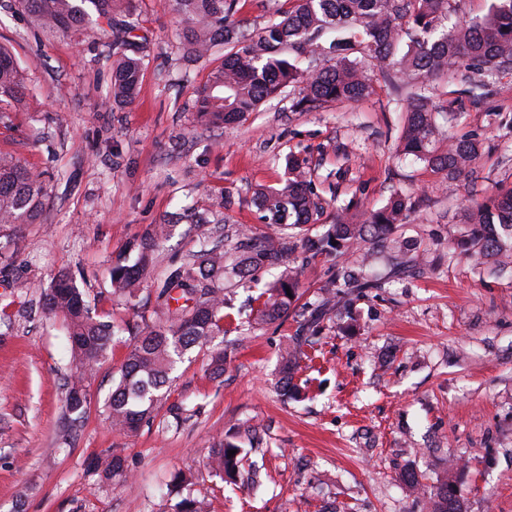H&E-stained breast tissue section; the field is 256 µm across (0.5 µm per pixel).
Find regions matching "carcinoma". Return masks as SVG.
I'll use <instances>...</instances> for the list:
<instances>
[{"label":"carcinoma","mask_w":512,"mask_h":512,"mask_svg":"<svg viewBox=\"0 0 512 512\" xmlns=\"http://www.w3.org/2000/svg\"><path fill=\"white\" fill-rule=\"evenodd\" d=\"M132 0H8L11 9L27 14L43 35L56 37L97 28H112V98L120 104L133 101L142 78L141 59L125 53L126 35L134 30ZM456 0H294L287 11L255 36L247 35L244 22L230 21L236 0H165V7L181 25L188 54L197 59L211 49L227 47L224 61L213 68L197 90L194 108L211 123L232 124L257 111L287 86L300 88L293 109L306 112L333 103L355 102L374 92L365 62H386L395 90H409L408 105L399 137V152L411 155L434 173L452 178L472 176L480 152L470 135L448 136V73L463 66L480 77L470 93L496 85L512 74V0H491L481 19L455 18ZM28 99L23 73L11 50L0 44V103L22 108ZM46 187L40 175L14 157L0 153V224H36L42 214ZM252 203L267 225L256 232L243 225L240 253L226 264V252L202 247L189 260L170 270L157 288L164 305L178 303L162 322L137 313L130 327V343L113 379L107 402L113 430L135 433L141 423L161 409L169 398L167 384L175 359L194 348H207L211 374L224 371L227 354L212 341L224 335V281L244 284L254 272L283 263L290 250L293 229L321 223L324 207L318 200L305 162L290 156L279 188L260 189ZM410 216L408 199L391 194L378 209L365 211L358 220L336 214L320 236L302 237L310 257L341 259L332 284L346 293L380 288L382 282L360 270L351 256L364 244L384 246ZM171 224H157L138 244L133 264H117L110 272L112 296L134 308L142 292L150 252L168 238ZM512 240V187L500 190L472 208L470 230L457 243L461 252L479 259L499 256ZM299 291L298 273L286 268L264 291L254 321H274L288 310ZM338 293L324 289L310 308L296 336L278 356L280 395L298 394L294 375L306 356L325 317L336 307ZM47 314L68 322V340L74 373L65 395L67 419L85 418L84 381L104 361L116 336L111 324L92 315L85 294L71 274L59 272L42 292ZM235 451L229 455L228 451ZM215 470L230 483H254L258 468L248 452L226 437L212 449ZM107 480L125 478L124 460L114 453L97 465ZM432 512H461L453 485L430 490Z\"/></svg>","instance_id":"obj_1"}]
</instances>
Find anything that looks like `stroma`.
<instances>
[{"label":"stroma","instance_id":"35a3bbf8","mask_svg":"<svg viewBox=\"0 0 512 512\" xmlns=\"http://www.w3.org/2000/svg\"><path fill=\"white\" fill-rule=\"evenodd\" d=\"M133 43L143 75L131 104L112 103L111 32L49 38L26 14L0 13V43L11 48L30 88L29 106L0 114V152L41 173L42 221L0 226V512H171L175 471L211 512H431L401 481L456 486L462 512H512V257L496 263L450 253L469 229L472 207L512 186V77L482 103L458 95L448 131L482 144L473 180L443 178L400 155L405 102L372 60L373 94L359 102L296 112L288 87L234 125H210L194 91L225 52L187 56L163 0H132ZM305 159L325 208L359 212L398 192L408 223L394 236L424 250L360 251L382 287L341 301L295 375L300 401L277 392V355L301 313L330 280L328 258L285 262L300 271L291 310L253 334L255 299L280 273L271 267L227 289L222 376L192 352L172 374L170 402L191 410L177 425L165 412L135 436L113 432L105 403L129 341L133 309L112 297L110 269L152 225L176 229L156 247L151 277L201 246H223L224 229L259 226L257 189L279 186L288 157ZM71 271L93 314L120 334L86 382L87 413L66 428L71 374L66 324L45 314L41 289ZM258 427L260 486L233 490L210 465L224 435ZM120 453L129 479L108 483L96 457Z\"/></svg>","mask_w":512,"mask_h":512}]
</instances>
